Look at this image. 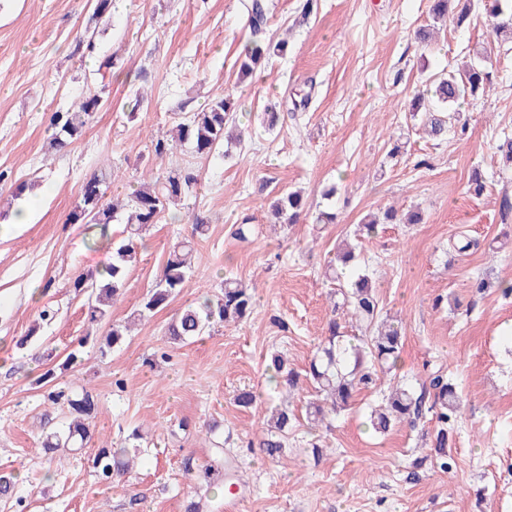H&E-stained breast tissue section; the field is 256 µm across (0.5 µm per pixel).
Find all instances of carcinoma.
Returning <instances> with one entry per match:
<instances>
[{"mask_svg":"<svg viewBox=\"0 0 512 512\" xmlns=\"http://www.w3.org/2000/svg\"><path fill=\"white\" fill-rule=\"evenodd\" d=\"M429 13L434 19L452 17L456 27H462L472 16L480 17L498 41H512V12L503 10L502 0H429ZM112 0H95L90 24L86 27L83 42L87 49L95 48L98 24L111 10ZM250 30L257 34L267 24V15L260 0L244 4ZM287 41L275 43L254 41L247 47L240 62L239 72L246 77L270 56L281 54ZM493 67L489 57L479 53L467 69L439 78L434 84V95L443 106L438 112L427 113L429 134L439 138L448 133L446 106L461 97L473 98L484 95L492 85ZM106 85L101 84L83 95L73 108L65 112H54L49 118L54 129L48 144L51 150H60L82 136L96 112L104 105ZM238 104L232 94L213 98L200 110L180 120L171 130L170 141L159 139L154 145L156 155L161 156L173 142L189 144L198 156H208L224 145V137L233 112ZM108 174L91 175L82 185L80 196L71 211L69 221L73 224H92L101 228L118 220L123 215L126 238L116 249L112 264L103 270L90 271L74 279L72 288L77 293H88L85 315L88 323L95 326L109 325L106 334L99 339V350L106 354L121 345L130 330L128 324L111 321L112 306L123 295L130 267L136 262L143 234L158 223L162 214L177 205L198 181V175L189 168L170 170L166 173L143 175L140 185L124 201L106 199ZM272 215L284 224H295L303 212V201L296 192L279 195L271 203ZM194 247L189 240L176 243L169 251L162 274L154 288L142 298L133 317L158 311L178 295L192 268ZM255 287L234 279H226L214 294L205 293L197 302L183 308L169 323L168 342L181 344L190 339L206 335L217 325L229 326L246 319L253 311ZM342 306L350 308L351 316L361 323L372 324L381 314L379 298L368 275L359 274L350 280L348 288L341 290ZM336 320L329 323V336L319 353L310 361L305 376L286 367L283 358H272L273 379L276 384L288 386L294 392L301 379L309 380L314 389V399L307 404V414L317 422L347 410L355 394L376 386L379 380L375 371L363 368L364 357L380 367L394 365L399 360L405 339V329L400 323L380 324L374 336L344 339ZM67 398L71 421L61 430L44 434L41 450L47 457L60 451L77 452L91 440L90 422L98 410L97 402L90 391L83 388L67 397L64 392L53 395V399ZM430 412L435 427L430 433V458L433 466L442 473H449L455 461L448 456V439L454 423L461 414V402L456 387L441 374L429 379V386L416 387L413 383L398 382L388 387L383 404L370 415V427L376 433H386L393 427L407 423L416 425L423 414ZM295 415L288 408V400L272 413L267 427L257 437L258 447L266 455L277 457L285 452L288 430L293 427ZM137 446L112 448L98 447L92 456V468L102 479L112 482L129 480L132 465L129 455ZM230 460L225 458L224 448H214L210 461L197 466L188 461L184 471L187 475L205 483L208 488H221L231 482L228 474Z\"/></svg>","mask_w":512,"mask_h":512,"instance_id":"cac0c4a2","label":"carcinoma"}]
</instances>
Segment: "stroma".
<instances>
[{
  "label": "stroma",
  "mask_w": 512,
  "mask_h": 512,
  "mask_svg": "<svg viewBox=\"0 0 512 512\" xmlns=\"http://www.w3.org/2000/svg\"><path fill=\"white\" fill-rule=\"evenodd\" d=\"M264 2L268 37L288 46L243 79L250 36L242 0H140L132 11L115 0L90 56L78 39L93 0H0V469L19 474L16 497L0 502V512H182L184 501L207 497L185 476V459L204 463L218 443L238 461L240 512H512V295L504 293L512 240L502 236L512 228V169L498 151L512 137V43L489 45L475 18L462 29L444 26L422 48L414 32L430 22L428 0H317L305 19L300 0ZM486 46L498 71L493 88L461 102L462 128L427 136L412 114L414 96L429 76L460 68ZM96 72L105 107L81 138L48 152L51 113L67 111ZM139 90L146 98L138 105ZM299 90L311 101L290 111ZM224 92L242 104V145L205 157L186 144L155 154L153 140ZM273 104L289 112L271 131L261 114ZM185 166L199 182L146 232L113 321L126 320L154 287L171 244L198 215L210 228L195 244L194 267L166 308L100 353L103 330L86 322L72 282L111 263L122 227L103 234L69 223L81 186L111 172L107 195L122 199L142 172ZM476 172L485 183L478 196L469 189ZM21 184V201H12ZM332 184L335 198L324 199ZM288 190L302 191L307 216L273 223L270 204ZM22 204L35 218L18 226ZM389 207L423 221L358 236L364 216ZM329 209L336 223H317ZM245 221L254 234L242 243L232 231ZM466 240L471 248L455 251ZM345 241L359 246L383 313L406 327L401 358L329 427L299 421L285 455H262L250 442L278 401L272 355L302 373L329 318L345 335L360 331L332 310L338 287L327 265ZM227 277L255 286L253 313L195 342L167 343L173 317ZM478 279L487 282L480 293ZM80 339L81 364L64 367ZM49 369L54 380L39 384ZM437 369L463 403L447 474L427 458L432 419L384 436L368 427L384 385ZM82 384L98 400L93 445L121 446L138 426L147 432L131 485L100 482L86 456L49 460L40 449L43 429L69 418L49 393ZM244 390L257 395L248 408L234 402ZM214 421L219 430L207 434ZM316 443L322 456L312 454Z\"/></svg>",
  "instance_id": "35a3bbf8"
}]
</instances>
